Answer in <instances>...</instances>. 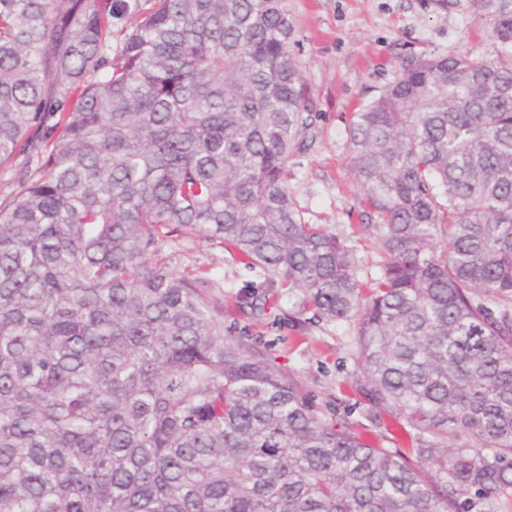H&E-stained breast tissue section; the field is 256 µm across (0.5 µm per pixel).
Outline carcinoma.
Returning <instances> with one entry per match:
<instances>
[{"label": "carcinoma", "mask_w": 512, "mask_h": 512, "mask_svg": "<svg viewBox=\"0 0 512 512\" xmlns=\"http://www.w3.org/2000/svg\"><path fill=\"white\" fill-rule=\"evenodd\" d=\"M0 0V512H460L512 493V64L403 61L351 114L367 217L310 224L288 0ZM512 47V0H472ZM136 15L115 55L112 20ZM275 287L224 302L181 230ZM374 242L379 274L358 279ZM354 330L351 389L414 460L328 422L224 317ZM358 276L360 280L378 275L383 264V254L373 243H362L358 248Z\"/></svg>", "instance_id": "carcinoma-1"}]
</instances>
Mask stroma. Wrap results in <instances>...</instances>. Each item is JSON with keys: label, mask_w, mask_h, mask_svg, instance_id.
<instances>
[{"label": "stroma", "mask_w": 512, "mask_h": 512, "mask_svg": "<svg viewBox=\"0 0 512 512\" xmlns=\"http://www.w3.org/2000/svg\"><path fill=\"white\" fill-rule=\"evenodd\" d=\"M290 8L296 20L290 53L307 87L313 125L311 138L289 158L288 185L306 221L346 234L360 221L346 144L350 114L394 79L401 61L454 54L509 63L512 49L498 52L471 0L445 9L434 0H290ZM165 252L185 273L219 279L225 295L259 298L271 288L263 272L190 233ZM233 330L297 378L327 420H346L381 447L405 451L384 427L388 413L370 414L348 391L356 371L349 324L310 320L298 329L283 314L269 325L242 319Z\"/></svg>", "instance_id": "obj_1"}]
</instances>
